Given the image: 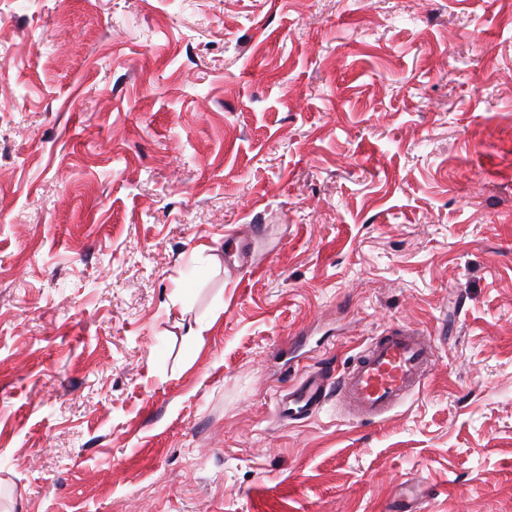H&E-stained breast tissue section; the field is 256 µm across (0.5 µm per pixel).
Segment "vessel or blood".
<instances>
[{"mask_svg":"<svg viewBox=\"0 0 512 512\" xmlns=\"http://www.w3.org/2000/svg\"><path fill=\"white\" fill-rule=\"evenodd\" d=\"M434 361L431 336L399 327L373 339L337 374L319 370L288 386L277 400L278 413L288 421L312 417L332 394L349 419L376 421L423 387Z\"/></svg>","mask_w":512,"mask_h":512,"instance_id":"obj_1","label":"vessel or blood"}]
</instances>
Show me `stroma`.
<instances>
[{"label":"stroma","instance_id":"1","mask_svg":"<svg viewBox=\"0 0 512 512\" xmlns=\"http://www.w3.org/2000/svg\"><path fill=\"white\" fill-rule=\"evenodd\" d=\"M57 7L0 0V512H512V0ZM406 325L386 419H279Z\"/></svg>","mask_w":512,"mask_h":512}]
</instances>
